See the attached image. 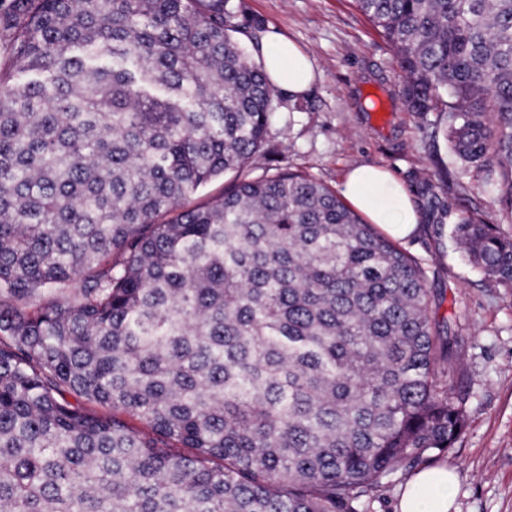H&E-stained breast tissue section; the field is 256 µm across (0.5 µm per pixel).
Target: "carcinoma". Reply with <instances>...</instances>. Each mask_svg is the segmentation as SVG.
I'll list each match as a JSON object with an SVG mask.
<instances>
[{"label":"carcinoma","instance_id":"obj_1","mask_svg":"<svg viewBox=\"0 0 512 512\" xmlns=\"http://www.w3.org/2000/svg\"><path fill=\"white\" fill-rule=\"evenodd\" d=\"M355 3L512 215V0ZM262 29L237 0H0V512H370L460 437L420 263L314 178L244 173ZM453 236L512 289L511 234Z\"/></svg>","mask_w":512,"mask_h":512}]
</instances>
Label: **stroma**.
Returning a JSON list of instances; mask_svg holds the SVG:
<instances>
[{
    "instance_id": "stroma-1",
    "label": "stroma",
    "mask_w": 512,
    "mask_h": 512,
    "mask_svg": "<svg viewBox=\"0 0 512 512\" xmlns=\"http://www.w3.org/2000/svg\"><path fill=\"white\" fill-rule=\"evenodd\" d=\"M243 9L294 41L314 72L300 97L277 91L268 146L250 175L302 172L338 192L351 168L375 165L399 180L419 225L398 246L425 268L439 317L457 323V387L468 393L460 438L430 463L457 472L453 512H512V292L468 264L451 236L470 211L511 234L512 222L444 134L408 111L399 60L354 0H243ZM371 99L379 109L368 108ZM434 204L447 207L444 223L430 221Z\"/></svg>"
}]
</instances>
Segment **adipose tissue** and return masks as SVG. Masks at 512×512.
Listing matches in <instances>:
<instances>
[{
  "label": "adipose tissue",
  "mask_w": 512,
  "mask_h": 512,
  "mask_svg": "<svg viewBox=\"0 0 512 512\" xmlns=\"http://www.w3.org/2000/svg\"><path fill=\"white\" fill-rule=\"evenodd\" d=\"M261 64L271 83L291 94L302 93L312 79V68L292 41L282 36L266 41L261 49ZM342 193L350 205L364 214L390 236H412L418 215L395 178L375 166L351 169ZM456 476L448 465L420 470L407 482L397 512H450L453 506Z\"/></svg>",
  "instance_id": "1"
}]
</instances>
